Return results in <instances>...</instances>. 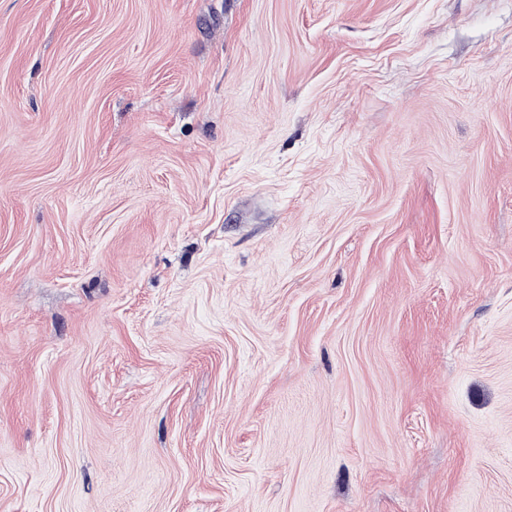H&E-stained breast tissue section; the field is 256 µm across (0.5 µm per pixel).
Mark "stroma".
<instances>
[{"label": "stroma", "mask_w": 512, "mask_h": 512, "mask_svg": "<svg viewBox=\"0 0 512 512\" xmlns=\"http://www.w3.org/2000/svg\"><path fill=\"white\" fill-rule=\"evenodd\" d=\"M0 512H512V0H0Z\"/></svg>", "instance_id": "35a3bbf8"}]
</instances>
